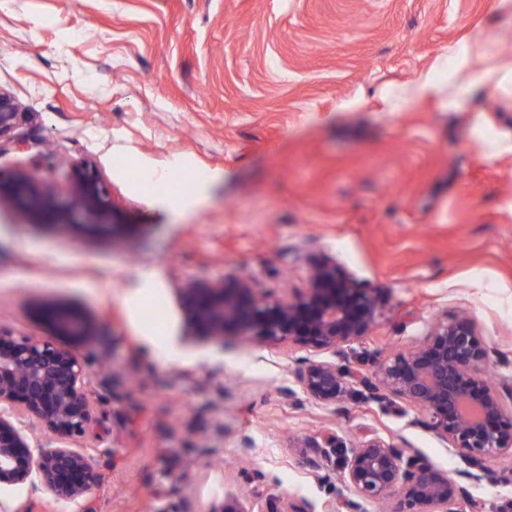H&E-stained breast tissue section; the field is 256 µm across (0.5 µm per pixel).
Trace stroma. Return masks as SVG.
<instances>
[{"label": "stroma", "instance_id": "35a3bbf8", "mask_svg": "<svg viewBox=\"0 0 512 512\" xmlns=\"http://www.w3.org/2000/svg\"><path fill=\"white\" fill-rule=\"evenodd\" d=\"M480 33L512 57L500 0H0V87L24 114L19 142H0V170L61 192L68 159H87L125 222L118 239L88 238L0 208V330L45 336L35 300L100 319L76 349L94 369L95 409L76 443L101 472L87 506L26 485L0 490V512H208L232 496L246 512L294 497L327 512L350 495L341 465L312 477L302 446L330 433L346 447L376 434L453 469L445 445L388 404L284 395L309 348L189 336L177 284L244 274L299 291L309 259H330L383 299L345 348L364 372L466 312L497 353L491 374L512 373V105L481 100L492 143L474 113L380 101ZM133 168L211 178L178 204ZM156 294L151 333L143 307ZM488 465L501 484L474 494L500 512L512 452Z\"/></svg>", "mask_w": 512, "mask_h": 512}]
</instances>
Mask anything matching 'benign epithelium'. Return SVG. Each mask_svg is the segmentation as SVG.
I'll list each match as a JSON object with an SVG mask.
<instances>
[{
    "label": "benign epithelium",
    "mask_w": 512,
    "mask_h": 512,
    "mask_svg": "<svg viewBox=\"0 0 512 512\" xmlns=\"http://www.w3.org/2000/svg\"><path fill=\"white\" fill-rule=\"evenodd\" d=\"M21 120L15 97L0 87V138L14 136ZM70 169L63 194L28 171H0V203L37 218L52 216L83 233L114 234L122 223L111 186L85 159L71 160ZM178 292L194 336L221 344L287 343L341 360L343 347L364 336L381 311L376 289L360 287L336 263L320 260L309 263L301 293L270 294L241 274L195 276L181 282ZM36 313L49 324V337L0 331V489L38 484L55 501L82 502L98 485L99 473L89 449L71 439L94 420L92 370L71 346L99 335V320L68 305L38 307ZM492 356L463 312L433 323L421 344L383 360L372 378L332 359H304L298 382L311 401L334 408L356 387L372 400H400L416 412L411 424L431 430L459 458V465L444 470L378 435L348 448L328 434L307 445L306 461L315 474L330 456L339 459L352 497L336 501L332 512H361L364 503L392 498L403 505L401 512H460L448 508L457 499L468 512H483L470 488L498 484L487 460L512 452V377L489 380ZM30 420L63 439L50 448L31 443L25 432Z\"/></svg>",
    "instance_id": "1"
}]
</instances>
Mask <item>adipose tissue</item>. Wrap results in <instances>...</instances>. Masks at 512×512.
Returning a JSON list of instances; mask_svg holds the SVG:
<instances>
[{
	"label": "adipose tissue",
	"mask_w": 512,
	"mask_h": 512,
	"mask_svg": "<svg viewBox=\"0 0 512 512\" xmlns=\"http://www.w3.org/2000/svg\"><path fill=\"white\" fill-rule=\"evenodd\" d=\"M485 89L512 98V59H500L488 40L463 39L450 44L447 56L402 88L391 105L408 111L432 98L448 111L470 112L474 98Z\"/></svg>",
	"instance_id": "obj_1"
}]
</instances>
